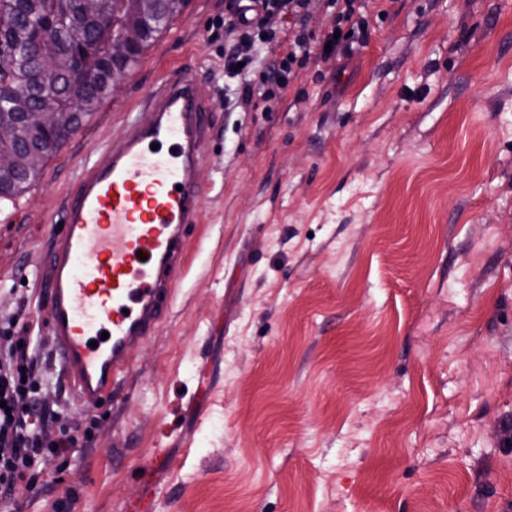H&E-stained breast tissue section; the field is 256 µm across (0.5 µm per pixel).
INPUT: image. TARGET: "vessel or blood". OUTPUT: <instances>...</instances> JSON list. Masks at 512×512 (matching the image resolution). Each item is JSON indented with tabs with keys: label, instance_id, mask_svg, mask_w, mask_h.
I'll return each instance as SVG.
<instances>
[{
	"label": "vessel or blood",
	"instance_id": "vessel-or-blood-1",
	"mask_svg": "<svg viewBox=\"0 0 512 512\" xmlns=\"http://www.w3.org/2000/svg\"><path fill=\"white\" fill-rule=\"evenodd\" d=\"M148 121L82 159L49 262L51 329L76 401L94 408L156 331L199 223L195 170L210 131L205 88L182 65L147 96ZM171 142L168 157L155 145Z\"/></svg>",
	"mask_w": 512,
	"mask_h": 512
}]
</instances>
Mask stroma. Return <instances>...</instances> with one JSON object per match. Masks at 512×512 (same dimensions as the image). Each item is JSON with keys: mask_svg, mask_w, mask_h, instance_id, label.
Here are the masks:
<instances>
[{"mask_svg": "<svg viewBox=\"0 0 512 512\" xmlns=\"http://www.w3.org/2000/svg\"><path fill=\"white\" fill-rule=\"evenodd\" d=\"M227 0H187L0 201V315L50 336L79 163L180 63L209 93L201 221L127 383L21 512H512V0H362L366 33L224 109Z\"/></svg>", "mask_w": 512, "mask_h": 512, "instance_id": "35a3bbf8", "label": "stroma"}]
</instances>
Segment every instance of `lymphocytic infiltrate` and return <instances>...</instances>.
<instances>
[{"instance_id":"f902f5d3","label":"lymphocytic infiltrate","mask_w":512,"mask_h":512,"mask_svg":"<svg viewBox=\"0 0 512 512\" xmlns=\"http://www.w3.org/2000/svg\"><path fill=\"white\" fill-rule=\"evenodd\" d=\"M310 0H229L224 29L230 41L224 50V108L254 95L251 77L261 73L264 85L285 88L295 81L311 55L312 33L307 28ZM360 0H325L332 33L325 41L332 50L349 48L351 29L365 27ZM274 13L290 15L298 24L288 52L265 66L260 47L273 42L276 32L266 26ZM50 359L42 336L29 322L0 317V512H18L17 493L51 462L72 454L90 432L75 435L63 421L62 405L47 406L42 397L57 383L50 375Z\"/></svg>"}]
</instances>
